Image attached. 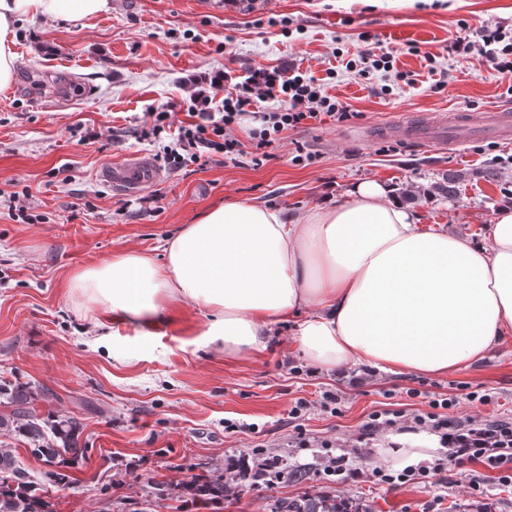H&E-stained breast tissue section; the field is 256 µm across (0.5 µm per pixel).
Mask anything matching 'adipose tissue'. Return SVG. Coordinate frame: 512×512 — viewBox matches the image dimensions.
Here are the masks:
<instances>
[{"instance_id":"adipose-tissue-1","label":"adipose tissue","mask_w":512,"mask_h":512,"mask_svg":"<svg viewBox=\"0 0 512 512\" xmlns=\"http://www.w3.org/2000/svg\"><path fill=\"white\" fill-rule=\"evenodd\" d=\"M111 10L112 0H0V87L19 65L20 22ZM69 289L110 314L99 342L119 363L129 357L115 341L121 326H158L183 303L208 313L203 341L228 356L261 352L273 325L303 309L295 341L313 366L456 372L512 336V202L476 240L422 228L376 181L296 216L229 201L166 240L163 261L119 254L78 271Z\"/></svg>"}]
</instances>
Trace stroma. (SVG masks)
Masks as SVG:
<instances>
[{
    "mask_svg": "<svg viewBox=\"0 0 512 512\" xmlns=\"http://www.w3.org/2000/svg\"><path fill=\"white\" fill-rule=\"evenodd\" d=\"M111 13L66 25L22 22L19 66L0 89V189L28 185L42 219L26 224L0 204V377L36 380L52 389L41 412L84 423L88 460L77 482L47 489L54 512H136L148 482L172 496L160 512H272L280 499L336 495L371 512H512V489L467 493L465 470L447 481L388 492L363 481H330L321 445H355L368 414L383 404L425 408V395L457 388L494 389L487 406L460 404L459 417L512 422V337L468 369L442 374L394 373L358 364L320 370L295 345L297 319L273 325L264 352L224 356L204 347L207 318L172 306L156 336L130 325L132 353L120 364L93 349L105 314L66 287L80 269L130 250L162 258L166 238L227 200L272 203L298 214L375 180L396 191L417 186L422 227L453 225L482 237L499 205L512 199V143L476 141L461 148L407 151L370 137L373 127L409 113L484 111L512 104V78L481 51L455 52L456 41L480 42L484 29L512 37V0H113ZM414 39L387 38L388 25ZM391 53L404 81L379 71L350 72L349 59ZM293 66L353 111L288 131L264 165L209 163L174 171L141 192L123 193L100 169L129 156H154L137 127L153 105L209 89L216 73L241 81L249 70ZM336 77H329V70ZM316 156L294 164L296 145ZM506 180L481 176L488 167ZM468 172L456 200L431 195L442 174ZM419 397H411V390ZM342 397V412L321 409L322 392ZM309 404L301 418L289 411ZM235 431H228V424ZM310 439L296 447L297 433ZM233 456L302 465L301 478L273 486L242 482L223 503L176 496L184 478Z\"/></svg>",
    "mask_w": 512,
    "mask_h": 512,
    "instance_id": "stroma-1",
    "label": "stroma"
}]
</instances>
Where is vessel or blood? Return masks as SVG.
<instances>
[{"mask_svg":"<svg viewBox=\"0 0 512 512\" xmlns=\"http://www.w3.org/2000/svg\"><path fill=\"white\" fill-rule=\"evenodd\" d=\"M473 135L496 142L512 140V109L492 106L478 113L442 110L423 120L410 115L379 132L380 138L405 147L422 145L442 149L466 142ZM158 175L151 158L143 154L101 172L103 180L127 194L138 193L148 179Z\"/></svg>","mask_w":512,"mask_h":512,"instance_id":"obj_1","label":"vessel or blood"}]
</instances>
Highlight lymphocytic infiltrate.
I'll list each match as a JSON object with an SVG mask.
<instances>
[{
    "label": "lymphocytic infiltrate",
    "instance_id": "lymphocytic-infiltrate-1",
    "mask_svg": "<svg viewBox=\"0 0 512 512\" xmlns=\"http://www.w3.org/2000/svg\"><path fill=\"white\" fill-rule=\"evenodd\" d=\"M213 92L199 91L180 103L166 101L153 106L140 131L142 140L156 146V158L170 168L181 170L192 165L205 166L221 157L227 161L248 159L253 165L270 158L269 149L280 142L284 132L307 127L309 122L330 117L345 122L351 113L336 98L322 93L312 78L298 70L279 67L258 68L244 80L224 91L222 81H214ZM223 98H216V91ZM269 108L252 115L257 102ZM255 123L247 140L236 135L246 116ZM491 391H470L447 397H434L427 410L382 409L372 412L362 426V439L373 440L386 431L425 432L436 436L439 452L431 458L402 468L382 463L371 473L355 467L348 451H327L322 459L327 476H347L356 480L369 477L372 484L385 490L407 485L428 484L448 467L468 471V487L473 495L483 494L485 486L512 487V423L474 417L458 418L453 411L461 402L486 405Z\"/></svg>",
    "mask_w": 512,
    "mask_h": 512
}]
</instances>
